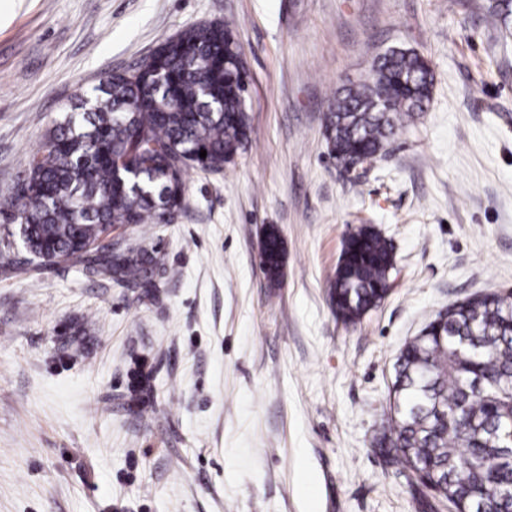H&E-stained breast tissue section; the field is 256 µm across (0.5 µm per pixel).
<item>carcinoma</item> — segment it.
Returning a JSON list of instances; mask_svg holds the SVG:
<instances>
[{
    "label": "carcinoma",
    "instance_id": "obj_1",
    "mask_svg": "<svg viewBox=\"0 0 512 512\" xmlns=\"http://www.w3.org/2000/svg\"><path fill=\"white\" fill-rule=\"evenodd\" d=\"M152 68L115 72L78 92L43 133L27 174L0 196V274L72 263L155 301L168 274L153 243L114 247L119 228L165 224L182 205L186 171L220 172L250 140L246 71L230 25H191L151 53ZM434 87L413 49L376 57L367 78L336 90L324 133L336 162L371 159L418 114ZM206 157H200V151ZM20 239L28 258L15 251ZM283 241L266 231L265 275L276 276ZM330 292L346 323L377 307L394 267L392 248L363 225L343 241ZM429 335L406 344L395 402L377 446L432 498L468 512H512V293L490 292L437 313ZM149 376L133 378L132 402L148 403Z\"/></svg>",
    "mask_w": 512,
    "mask_h": 512
}]
</instances>
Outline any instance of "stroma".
Instances as JSON below:
<instances>
[{"label": "stroma", "instance_id": "1", "mask_svg": "<svg viewBox=\"0 0 512 512\" xmlns=\"http://www.w3.org/2000/svg\"><path fill=\"white\" fill-rule=\"evenodd\" d=\"M492 0H13L0 17V193L71 95L186 26L230 22L251 141L185 175L179 220L122 232L178 275L156 301L62 264L0 276V512H425L376 440L404 345L446 306L512 292V19ZM416 50L432 100L341 173L336 90ZM394 248L359 321L330 300L345 235ZM284 276L259 267L267 227ZM150 375L138 410L131 369Z\"/></svg>", "mask_w": 512, "mask_h": 512}]
</instances>
